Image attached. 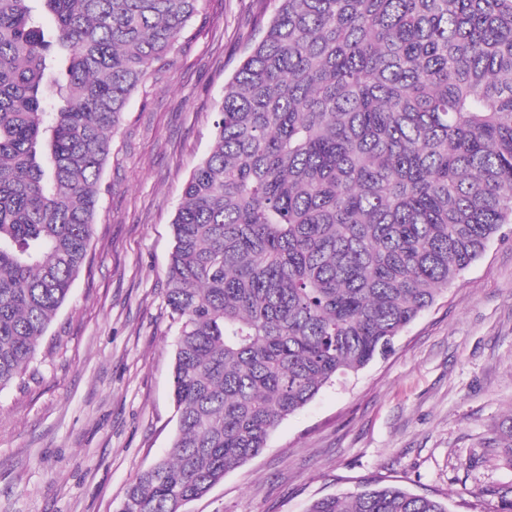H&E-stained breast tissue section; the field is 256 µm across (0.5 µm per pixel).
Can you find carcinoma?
<instances>
[{
    "mask_svg": "<svg viewBox=\"0 0 512 512\" xmlns=\"http://www.w3.org/2000/svg\"><path fill=\"white\" fill-rule=\"evenodd\" d=\"M203 0H0V388L86 264L112 135ZM173 220L177 434L119 512H184L512 224V0H278ZM512 467V426L496 437ZM308 512H449L384 481Z\"/></svg>",
    "mask_w": 512,
    "mask_h": 512,
    "instance_id": "obj_1",
    "label": "carcinoma"
}]
</instances>
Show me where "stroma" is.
I'll return each instance as SVG.
<instances>
[{
  "instance_id": "1",
  "label": "stroma",
  "mask_w": 512,
  "mask_h": 512,
  "mask_svg": "<svg viewBox=\"0 0 512 512\" xmlns=\"http://www.w3.org/2000/svg\"><path fill=\"white\" fill-rule=\"evenodd\" d=\"M276 0H206L112 137L87 263L20 382L0 389V512H118L170 449L172 220L214 109ZM512 422V224L387 356L327 384L185 512H306L384 476L450 512L512 488L493 440Z\"/></svg>"
}]
</instances>
